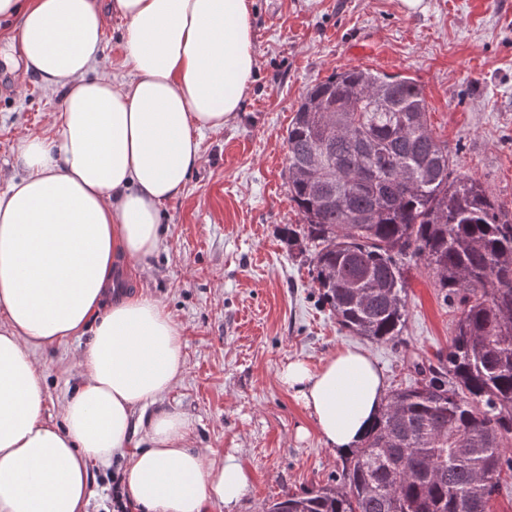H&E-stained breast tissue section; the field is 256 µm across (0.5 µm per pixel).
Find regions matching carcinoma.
<instances>
[{"label": "carcinoma", "instance_id": "1", "mask_svg": "<svg viewBox=\"0 0 512 512\" xmlns=\"http://www.w3.org/2000/svg\"><path fill=\"white\" fill-rule=\"evenodd\" d=\"M411 77L351 66L311 86L288 125V194L322 302L376 343L406 326L405 262L460 312L437 366L386 397L334 483L268 512H491L512 470V223L470 176L450 179Z\"/></svg>", "mask_w": 512, "mask_h": 512}]
</instances>
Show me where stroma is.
Here are the masks:
<instances>
[{"mask_svg": "<svg viewBox=\"0 0 512 512\" xmlns=\"http://www.w3.org/2000/svg\"><path fill=\"white\" fill-rule=\"evenodd\" d=\"M259 66L224 127L203 131L201 162L162 213L164 245L124 271L128 287L160 301L180 326L186 367L163 401L191 423L209 462L233 455L250 475L236 512H266L335 478L338 450L277 378L289 360L318 364L341 346L363 349L387 389L408 385L413 360L448 351L458 309L421 263L409 272L408 320L398 344L342 329L323 306L305 254L282 231L301 217L288 195L285 137L307 89L348 66L403 73L422 87L434 135L454 175L478 179L512 221V0H251ZM93 75L132 80L124 25L110 17ZM61 91L23 66L0 64V191L19 175L20 137L49 135ZM92 328L36 351L45 412L80 375ZM308 428L300 439L298 428Z\"/></svg>", "mask_w": 512, "mask_h": 512, "instance_id": "1", "label": "stroma"}]
</instances>
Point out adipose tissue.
<instances>
[{
	"mask_svg": "<svg viewBox=\"0 0 512 512\" xmlns=\"http://www.w3.org/2000/svg\"><path fill=\"white\" fill-rule=\"evenodd\" d=\"M249 11L248 0H0L24 69L63 93L52 138L18 141L23 174L0 191V512H83L91 468L122 456L123 493L143 512H233L245 492L237 459L207 463L190 422L159 405L186 367L180 327L115 279L160 250V210L199 165L200 132L239 112L257 69ZM112 14L126 23L124 83L90 74ZM89 324L80 381L53 423L31 351ZM278 379L343 452L386 397L352 346L315 366L288 361Z\"/></svg>",
	"mask_w": 512,
	"mask_h": 512,
	"instance_id": "ef3b65f1",
	"label": "adipose tissue"
}]
</instances>
